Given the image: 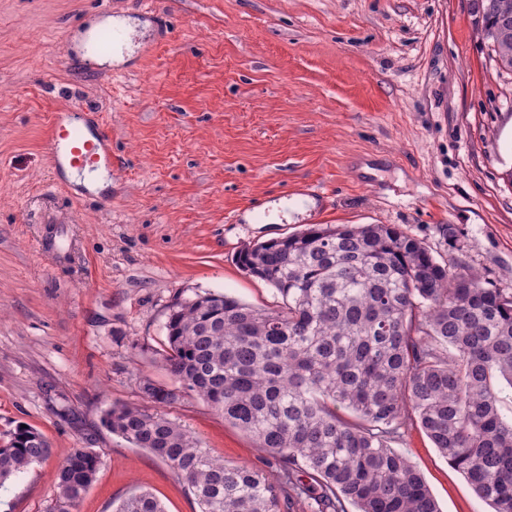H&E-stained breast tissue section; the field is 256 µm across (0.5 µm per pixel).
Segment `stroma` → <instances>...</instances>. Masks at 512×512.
I'll list each match as a JSON object with an SVG mask.
<instances>
[{
    "mask_svg": "<svg viewBox=\"0 0 512 512\" xmlns=\"http://www.w3.org/2000/svg\"><path fill=\"white\" fill-rule=\"evenodd\" d=\"M140 23L123 63L78 38ZM82 104L112 141L94 192L45 150ZM512 71L469 0H0V436L24 424L50 454L0 486V512H55L58 464L99 454L71 512L146 490L199 512L162 459L102 423L166 384L177 294L275 307L235 261L311 224H397L442 264L512 291ZM162 413L211 455L274 474L268 455L194 393ZM441 512H490L417 423L396 444Z\"/></svg>",
    "mask_w": 512,
    "mask_h": 512,
    "instance_id": "obj_1",
    "label": "stroma"
}]
</instances>
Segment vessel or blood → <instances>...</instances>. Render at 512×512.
Listing matches in <instances>:
<instances>
[{"label":"vessel or blood","instance_id":"obj_1","mask_svg":"<svg viewBox=\"0 0 512 512\" xmlns=\"http://www.w3.org/2000/svg\"><path fill=\"white\" fill-rule=\"evenodd\" d=\"M81 107L56 114L50 127L48 153L58 165L76 169H94L111 164L112 144L106 132L87 135L79 122Z\"/></svg>","mask_w":512,"mask_h":512}]
</instances>
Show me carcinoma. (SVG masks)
Listing matches in <instances>:
<instances>
[{
  "instance_id": "cac0c4a2",
  "label": "carcinoma",
  "mask_w": 512,
  "mask_h": 512,
  "mask_svg": "<svg viewBox=\"0 0 512 512\" xmlns=\"http://www.w3.org/2000/svg\"><path fill=\"white\" fill-rule=\"evenodd\" d=\"M470 9L499 67L512 71V0H470ZM237 263L281 305L211 292L175 299L161 353L174 385L145 378L140 390L158 405L195 393L275 460L277 482L211 458L160 412L114 404L105 427L165 461L199 512H280L302 494L313 512H439L392 447L413 417L492 512H512V419L499 408L501 386L512 387V292L439 263L394 224H313L245 245ZM48 455L41 433L16 426L0 446V485ZM99 465L88 448L65 457L59 502L76 507ZM296 471L312 488L293 482ZM116 512L166 510L138 491Z\"/></svg>"
}]
</instances>
